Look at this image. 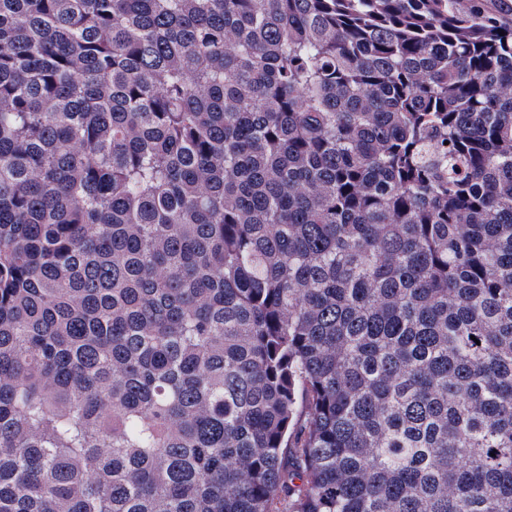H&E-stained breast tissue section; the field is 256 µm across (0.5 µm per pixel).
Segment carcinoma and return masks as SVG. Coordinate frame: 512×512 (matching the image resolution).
Returning <instances> with one entry per match:
<instances>
[{
  "label": "carcinoma",
  "mask_w": 512,
  "mask_h": 512,
  "mask_svg": "<svg viewBox=\"0 0 512 512\" xmlns=\"http://www.w3.org/2000/svg\"><path fill=\"white\" fill-rule=\"evenodd\" d=\"M0 512H512V0H0Z\"/></svg>",
  "instance_id": "1"
}]
</instances>
